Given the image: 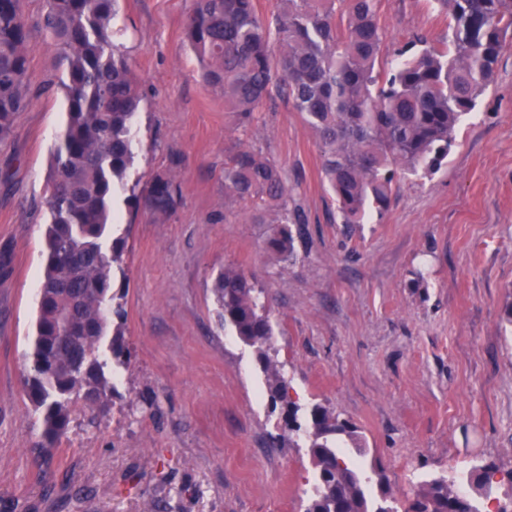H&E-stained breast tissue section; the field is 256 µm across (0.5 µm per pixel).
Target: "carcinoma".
<instances>
[{"label":"carcinoma","instance_id":"obj_1","mask_svg":"<svg viewBox=\"0 0 512 512\" xmlns=\"http://www.w3.org/2000/svg\"><path fill=\"white\" fill-rule=\"evenodd\" d=\"M119 0H46L42 18L66 69V129L52 163L50 223L39 315L26 394L43 413L44 437L68 430L81 398L105 409L113 380L127 367L124 309L111 271L124 238H110L112 200L134 155L131 123L142 101L123 46L112 39ZM271 17L255 0H196L186 22L204 82L224 96V111L253 119L272 91L286 96L315 133L321 168L343 223L387 210L406 176L426 177L448 157L456 126L476 108L498 58L512 39V0H434L448 17V41L419 37L398 50L388 73L375 70L381 44L378 0H280ZM23 0H0V141L32 104ZM224 194L253 206L254 218L278 225L267 247L292 250L288 187L277 164L244 148L224 164ZM152 213L177 204L172 180L157 175L139 195ZM220 316L255 348L273 406L288 430L305 437L316 470L305 512H486L460 490L489 489L497 469L474 464L422 481L408 505L387 495L359 463L342 456L349 441L365 454L358 428L316 404L287 400L269 354L273 327L264 291L226 269L212 287Z\"/></svg>","mask_w":512,"mask_h":512}]
</instances>
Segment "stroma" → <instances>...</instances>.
<instances>
[{
    "label": "stroma",
    "instance_id": "obj_1",
    "mask_svg": "<svg viewBox=\"0 0 512 512\" xmlns=\"http://www.w3.org/2000/svg\"><path fill=\"white\" fill-rule=\"evenodd\" d=\"M194 4L120 0L114 39L143 94L113 199L125 251L112 291L131 358L107 409L77 401L45 454L25 383L65 67L45 0H25L28 80L42 94L0 143V512H303L314 467L271 410L254 349L217 317L211 286L227 267L270 299L291 398L354 423L363 464L398 499L476 461L512 473V43L439 170L403 179L383 216L346 224L288 99L242 125L204 85L184 29ZM378 16L382 69L417 35L448 34L428 0H379ZM243 148L282 169L288 210L305 219L289 257L268 250L272 225L224 194ZM163 173L179 189L173 212L129 203Z\"/></svg>",
    "mask_w": 512,
    "mask_h": 512
}]
</instances>
